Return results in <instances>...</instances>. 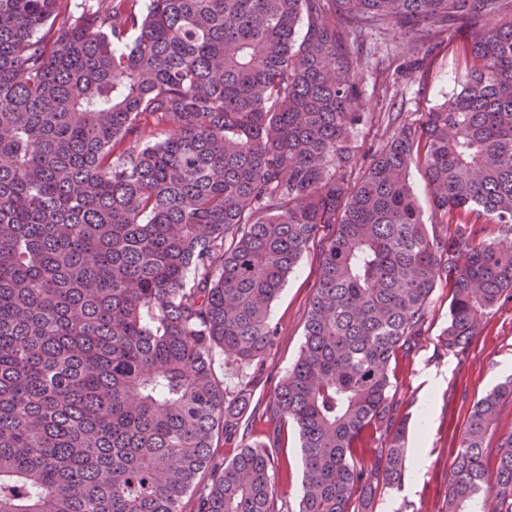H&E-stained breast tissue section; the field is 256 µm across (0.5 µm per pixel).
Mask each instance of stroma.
<instances>
[{
    "mask_svg": "<svg viewBox=\"0 0 512 512\" xmlns=\"http://www.w3.org/2000/svg\"><path fill=\"white\" fill-rule=\"evenodd\" d=\"M404 41V35L394 32L364 40L359 86L364 119L354 130L358 165L353 177H360L372 155L396 130L405 125L419 126L426 112L460 89L465 73V32H449L425 67L398 73L393 63ZM319 255V245H310L272 305L271 317L279 325V336L252 394L251 411L246 415L249 440L266 438L273 431L263 411L275 386L299 356ZM447 324L448 289L441 281L432 295L424 341L409 355H398L393 379L399 416L409 425L407 448L415 446L424 404L433 406V422L422 449L424 465L419 470L408 468L401 487L380 496L374 512H444L453 454L472 405L497 384L512 378L511 304L487 317L466 354L458 357L440 345Z\"/></svg>",
    "mask_w": 512,
    "mask_h": 512,
    "instance_id": "obj_1",
    "label": "stroma"
}]
</instances>
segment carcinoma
Wrapping results in <instances>:
<instances>
[{"label":"carcinoma","instance_id":"carcinoma-1","mask_svg":"<svg viewBox=\"0 0 512 512\" xmlns=\"http://www.w3.org/2000/svg\"><path fill=\"white\" fill-rule=\"evenodd\" d=\"M457 28L460 91L349 186V37L400 31L425 58ZM318 236L271 440L218 463ZM442 279L459 356L512 302V0H0V512H182L204 473L198 512H373L406 473L392 363L422 343ZM509 401L512 379L469 413L447 512L481 495L512 512V439L490 443ZM289 421L294 510L273 455ZM410 182L414 192L418 198V202L422 209L423 219L426 224H436L433 217V210L431 208V201L427 183L421 167L412 166L409 172ZM283 433L285 434L286 440L288 434V445L285 443V447L282 448V450L285 455H288L289 463L288 483L284 484V486L287 491L286 499L288 506H294L300 494L303 480L302 451L298 431L291 423H285Z\"/></svg>","mask_w":512,"mask_h":512}]
</instances>
